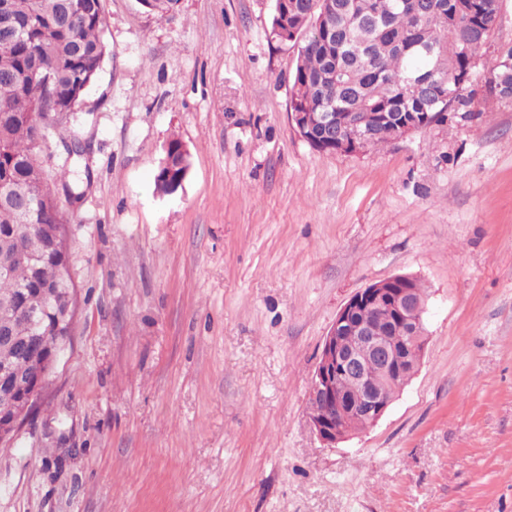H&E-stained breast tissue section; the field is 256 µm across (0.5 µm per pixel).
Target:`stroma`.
<instances>
[{
    "mask_svg": "<svg viewBox=\"0 0 512 512\" xmlns=\"http://www.w3.org/2000/svg\"><path fill=\"white\" fill-rule=\"evenodd\" d=\"M77 106L79 307L43 402L0 444V512H512V101L362 153L289 117L298 48L274 0H104ZM189 170L152 187L169 141ZM426 288L428 344L373 427L329 448L307 396L358 291Z\"/></svg>",
    "mask_w": 512,
    "mask_h": 512,
    "instance_id": "stroma-1",
    "label": "stroma"
}]
</instances>
